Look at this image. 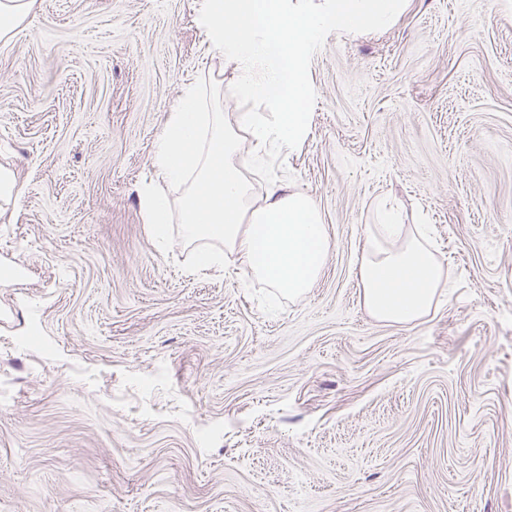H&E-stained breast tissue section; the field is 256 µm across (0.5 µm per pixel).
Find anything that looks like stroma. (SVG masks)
Masks as SVG:
<instances>
[{"instance_id":"obj_1","label":"stroma","mask_w":512,"mask_h":512,"mask_svg":"<svg viewBox=\"0 0 512 512\" xmlns=\"http://www.w3.org/2000/svg\"><path fill=\"white\" fill-rule=\"evenodd\" d=\"M206 0H36L0 43V512H512V0H407L326 31L280 175L327 226L299 299L195 274L141 190L204 51ZM447 271L397 326L357 271L377 203ZM141 200L144 224H148L149 231L154 237L165 240L169 224L174 218L166 200L156 196L149 188L142 192Z\"/></svg>"}]
</instances>
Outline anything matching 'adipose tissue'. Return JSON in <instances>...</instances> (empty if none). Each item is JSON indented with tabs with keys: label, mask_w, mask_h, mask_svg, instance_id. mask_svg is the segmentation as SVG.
Segmentation results:
<instances>
[{
	"label": "adipose tissue",
	"mask_w": 512,
	"mask_h": 512,
	"mask_svg": "<svg viewBox=\"0 0 512 512\" xmlns=\"http://www.w3.org/2000/svg\"><path fill=\"white\" fill-rule=\"evenodd\" d=\"M405 0H207L202 26L210 47L232 65L235 84L225 102H258L271 117L244 109L227 125L221 106L205 107L190 84L168 112L154 153V177L188 183L180 215L151 190L141 195L150 233L166 238L180 220L185 241H223L226 254L288 297H303L329 247L327 227L314 199L282 180L271 181L262 205L252 203L242 148L261 162L268 146L292 150L307 135L304 103L312 94L310 54L329 29L391 26ZM377 234L367 239L358 268L366 308L379 321L408 325L432 308L442 285V264L421 241L378 212Z\"/></svg>",
	"instance_id": "1"
}]
</instances>
